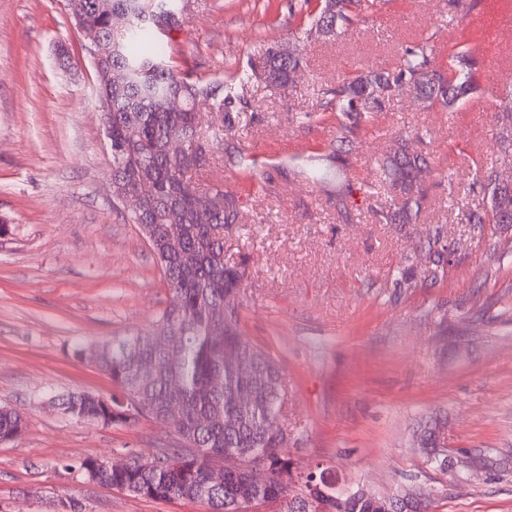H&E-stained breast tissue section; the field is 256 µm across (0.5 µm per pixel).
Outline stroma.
<instances>
[{"label":"stroma","mask_w":512,"mask_h":512,"mask_svg":"<svg viewBox=\"0 0 512 512\" xmlns=\"http://www.w3.org/2000/svg\"><path fill=\"white\" fill-rule=\"evenodd\" d=\"M305 21L298 0H188L171 35L198 76L253 74L234 126L192 180L223 185L240 215L224 227V258L245 270L243 336L282 369L293 469L339 490L421 489L431 512H512V224H462L448 205L453 196L487 208L477 166L512 173V148L496 140L512 10L502 0L467 12L448 0H386L339 36L305 38L292 83H268V51L292 44ZM464 30L481 37L472 101L448 112L408 93L391 98L353 133L352 151L333 153L340 132L320 109L322 85L391 67L430 35L453 48ZM96 85L61 0H0V407L25 420L0 443V512H57L62 498L82 512H208L124 495L79 469L85 458L179 445L173 429L151 418L87 424L50 403L67 392L111 396V377L73 346L150 332L171 300L137 225L112 202ZM416 130L430 162L420 219L379 223L387 198L361 187L389 141ZM436 235L461 242L458 261L438 281L394 288L393 272ZM436 415L448 455L474 466L467 485L413 446L417 424Z\"/></svg>","instance_id":"35a3bbf8"}]
</instances>
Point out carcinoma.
I'll return each mask as SVG.
<instances>
[{
	"label": "carcinoma",
	"instance_id": "obj_1",
	"mask_svg": "<svg viewBox=\"0 0 512 512\" xmlns=\"http://www.w3.org/2000/svg\"><path fill=\"white\" fill-rule=\"evenodd\" d=\"M83 27L103 37L114 35L111 21L129 13L131 0H73ZM383 0H325L318 12L307 15L308 31L333 34L337 27L350 25L361 6L375 9ZM143 17H134L129 35L118 38V52L107 66L125 72L126 79L112 85L107 104L115 118L112 135V175L132 178L138 167L155 173L149 186L150 201L145 210L131 211L129 224H149L155 240L150 247L168 253L159 269L172 300L159 323L172 331L170 345L160 349L146 334L105 340L92 351L94 364L112 378L116 393L106 405L92 393L53 396V403L69 415L96 425H128L127 413L148 402L152 410L172 418L171 427L181 439L194 444L196 453L170 448L174 460L170 468H151L133 456L125 467L115 469L109 462L86 459L81 471L90 466L98 471V483L113 489L133 487L136 496L152 500L187 498L208 505L213 512H231L235 506H278L275 512H318L309 503L318 486L314 474L303 477L300 492L290 494L293 480L288 455L274 449L285 448L284 436L275 431L283 402L284 378L276 360L255 344L243 340L232 319L238 317L235 302L244 270L224 263V225L234 224L238 215L224 211L213 216L210 226L196 223L192 206L199 188L190 173L200 167L206 146L217 138L224 120L215 116L227 111L236 87L251 76L239 73L226 82L209 80L177 64L170 34L162 27H174L182 19L185 6L179 0H139ZM465 48L448 60L444 70L431 68L435 42L428 37L405 48L397 65L387 71L343 79L322 89L325 112L336 113L341 127H358L384 111L385 102L409 89L428 107L454 109L464 104L477 87V55L480 36L461 35ZM143 46L130 51L128 45ZM300 65L292 51L285 56L271 55L265 69L269 77L286 85ZM180 95L184 112L192 114V135L196 157L191 165L174 156L155 151L154 142L176 134L175 122L166 108L167 100ZM502 113L501 142L512 145V87L503 90L498 104ZM423 135L393 140L377 164L374 182L366 185L370 196L386 191L398 201L378 213L390 224H415L422 211L424 196L413 183L397 184V174H414L426 165V154L419 148ZM476 183L489 200L488 209L461 212L460 220L470 224H512V174L496 168L478 169ZM180 199L183 231L175 240L168 238L166 202ZM224 309V337L213 335L212 312ZM24 426L22 415L11 408H0V442L17 438ZM445 435L444 423L435 419L419 427L415 447L434 455ZM237 456L262 461L269 479L253 485L243 472L224 474V482L213 484L209 477L210 458ZM324 512H375L373 501L363 496L336 497L327 501Z\"/></svg>",
	"mask_w": 512,
	"mask_h": 512
}]
</instances>
